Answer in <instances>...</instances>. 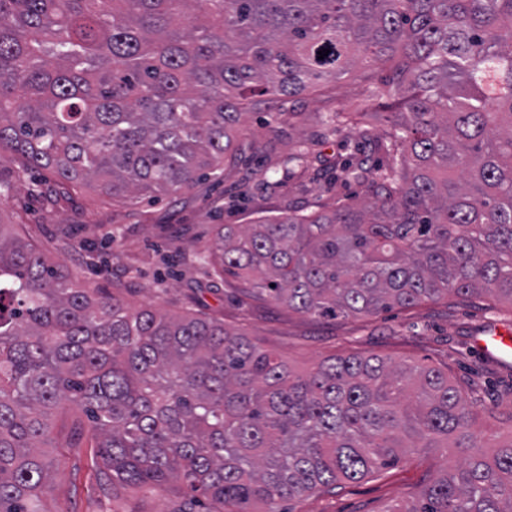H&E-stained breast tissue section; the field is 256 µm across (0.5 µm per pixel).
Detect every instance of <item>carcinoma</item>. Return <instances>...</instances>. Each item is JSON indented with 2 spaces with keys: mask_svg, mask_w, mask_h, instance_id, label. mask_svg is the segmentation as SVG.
I'll use <instances>...</instances> for the list:
<instances>
[{
  "mask_svg": "<svg viewBox=\"0 0 512 512\" xmlns=\"http://www.w3.org/2000/svg\"><path fill=\"white\" fill-rule=\"evenodd\" d=\"M358 60L389 69L397 111L380 133L323 114L322 136L359 141L322 177L369 201L218 224L199 262L313 317L512 304V0H0V152L51 171V202L177 195L235 156L244 115L277 120ZM71 405L112 483L175 478L223 512L448 447L464 463L392 512H512V443L479 448L447 373L354 355L297 373L222 321L83 286L0 224V512H50L43 449Z\"/></svg>",
  "mask_w": 512,
  "mask_h": 512,
  "instance_id": "obj_1",
  "label": "carcinoma"
}]
</instances>
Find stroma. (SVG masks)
I'll return each mask as SVG.
<instances>
[{
    "label": "stroma",
    "mask_w": 512,
    "mask_h": 512,
    "mask_svg": "<svg viewBox=\"0 0 512 512\" xmlns=\"http://www.w3.org/2000/svg\"><path fill=\"white\" fill-rule=\"evenodd\" d=\"M380 70L357 64L335 87L302 97L297 114L277 121L270 133L265 114L243 119L247 136L234 161L225 163L221 181L203 180L177 198L142 199L137 204L101 201L93 189L72 201L48 204L42 198L54 178L42 172L18 181L16 158L0 157V179L15 191L0 197V221L22 216L24 235L41 246L51 262L81 281L117 291L135 308L153 306L172 314L195 312L240 329L261 349L293 370L306 371L336 355L377 356L395 364H419L447 371L472 406L473 430L485 452L512 441V356L484 359L473 339L490 327L512 330V306L428 302L372 317L310 318L273 303L261 304L241 291L234 278L218 279L196 266V254L209 245L218 224H248L262 214L312 211L354 205L363 187L338 182L326 192L323 169L346 154L357 139L345 128L320 138L318 115L355 106L371 111L383 128L390 98L368 99ZM307 142L303 166L286 171L284 160ZM76 409L67 410L54 429L52 512H183L188 496L178 480L151 494L112 488V476L94 440L73 429ZM457 449L430 448L355 481L341 482L335 494L312 493L282 502L283 512H393L417 502L429 479L448 461H462Z\"/></svg>",
    "instance_id": "obj_1"
}]
</instances>
